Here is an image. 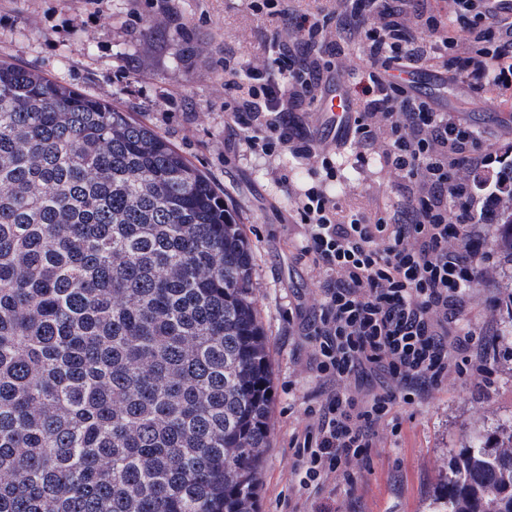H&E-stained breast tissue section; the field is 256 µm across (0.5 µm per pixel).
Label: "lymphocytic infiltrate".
Segmentation results:
<instances>
[{
    "label": "lymphocytic infiltrate",
    "instance_id": "1",
    "mask_svg": "<svg viewBox=\"0 0 512 512\" xmlns=\"http://www.w3.org/2000/svg\"><path fill=\"white\" fill-rule=\"evenodd\" d=\"M246 6L260 19H292L290 35L271 40L265 64L224 58V86L236 93L224 109L247 130V151L264 160L288 151L335 178L333 160L296 115L322 97L338 63L340 51L326 39L332 24L371 65L355 80L354 139L403 179L400 209L372 219L340 222L335 195L322 188L296 201L300 257L322 278L312 305L297 312L313 402L293 438L290 512H331L327 488L354 485L355 462L379 446L377 427L397 403H422L451 378L508 356L474 342L464 319L474 284L496 270L485 245L489 214H474L473 204L497 158L478 128L387 73L415 70L441 47L457 81L511 89L512 16L491 0H451L444 18L425 0H337L328 13L294 17L285 0Z\"/></svg>",
    "mask_w": 512,
    "mask_h": 512
}]
</instances>
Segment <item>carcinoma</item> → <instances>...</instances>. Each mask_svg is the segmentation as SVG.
Wrapping results in <instances>:
<instances>
[{
	"label": "carcinoma",
	"instance_id": "cac0c4a2",
	"mask_svg": "<svg viewBox=\"0 0 512 512\" xmlns=\"http://www.w3.org/2000/svg\"><path fill=\"white\" fill-rule=\"evenodd\" d=\"M271 403L220 193L147 124L1 59L0 512H258ZM427 512H512V412Z\"/></svg>",
	"mask_w": 512,
	"mask_h": 512
}]
</instances>
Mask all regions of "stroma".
<instances>
[{"label":"stroma","mask_w":512,"mask_h":512,"mask_svg":"<svg viewBox=\"0 0 512 512\" xmlns=\"http://www.w3.org/2000/svg\"><path fill=\"white\" fill-rule=\"evenodd\" d=\"M276 26L251 15L244 0H0V58L106 100L150 125L220 191L253 252L257 317L272 368L271 446L262 468L259 512H289L292 439L312 389L307 348L296 309L310 305L319 274L299 260L302 236L295 195L316 179L305 161L285 152L254 159L224 102V57L266 61ZM442 111L484 131L490 149L512 143V103L485 90L448 81L438 90ZM346 161L329 188L341 220L395 209L400 177L380 164ZM289 175L290 188L280 184ZM512 268L476 287L466 316L483 333L504 330V310L489 314L490 298H507ZM512 411V361H501L483 387L465 379L427 401L394 408L382 423V443L358 461L355 488L337 486L336 512H424L450 449L471 426Z\"/></svg>","instance_id":"35a3bbf8"}]
</instances>
